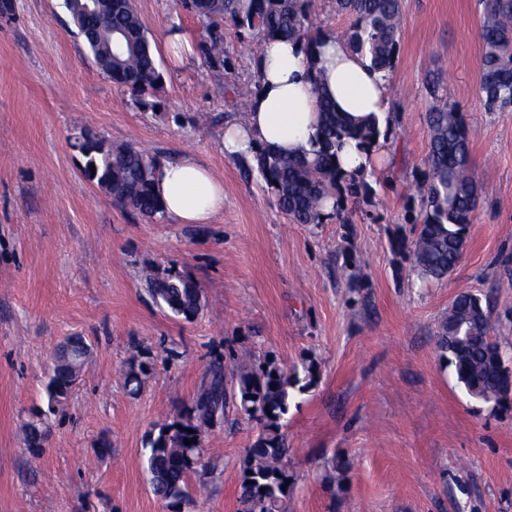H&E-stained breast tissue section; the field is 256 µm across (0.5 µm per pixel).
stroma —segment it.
<instances>
[{
    "mask_svg": "<svg viewBox=\"0 0 512 512\" xmlns=\"http://www.w3.org/2000/svg\"><path fill=\"white\" fill-rule=\"evenodd\" d=\"M62 3L14 0L0 20V512H167L144 479L145 437L190 406L214 355L232 352L320 368L283 428L295 477L285 512H512V410L468 397L436 349L450 302L468 291L490 296L493 334L512 352V108L487 111L480 94V0H404L392 162L371 201L319 224L291 223L259 174L224 154L225 123L246 112L216 89L257 78L232 23L218 28L232 69L158 54L164 86L145 107L93 65ZM135 5L152 39L171 26L195 45L206 36L179 0ZM431 69L466 116L483 194L460 264L425 288L393 242L412 237L403 187L428 154ZM84 129L163 162L194 155L223 181V211L173 224L122 208L82 172ZM348 258L362 288L342 271ZM149 271L192 277L204 310L186 321L156 305ZM74 335L89 353L52 413L49 369ZM136 358L150 373L134 392L123 374ZM36 420L47 436L35 457L24 430ZM260 430L233 406L206 430L207 467L191 475L184 512H239Z\"/></svg>",
    "mask_w": 512,
    "mask_h": 512,
    "instance_id": "35a3bbf8",
    "label": "stroma"
}]
</instances>
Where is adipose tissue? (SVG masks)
<instances>
[{
    "mask_svg": "<svg viewBox=\"0 0 512 512\" xmlns=\"http://www.w3.org/2000/svg\"><path fill=\"white\" fill-rule=\"evenodd\" d=\"M257 72L260 90L245 119L224 129L226 155L249 157L261 147L288 155L309 150L323 96L350 119L391 122L387 77L333 35L321 36L311 55L298 42L264 41ZM155 190L176 224H203L224 208L223 183L191 156L162 162Z\"/></svg>",
    "mask_w": 512,
    "mask_h": 512,
    "instance_id": "obj_1",
    "label": "adipose tissue"
}]
</instances>
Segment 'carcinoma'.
Here are the masks:
<instances>
[{
  "label": "carcinoma",
  "mask_w": 512,
  "mask_h": 512,
  "mask_svg": "<svg viewBox=\"0 0 512 512\" xmlns=\"http://www.w3.org/2000/svg\"><path fill=\"white\" fill-rule=\"evenodd\" d=\"M98 2L89 16L96 30L93 40L84 30L85 0H63V6L93 64L142 104L144 97L154 95L164 84L152 39L134 0ZM184 7L211 27L208 39L200 44L210 63L230 61L217 32L220 21L229 20L239 30L259 33L264 39H293L311 56L321 35L306 0H184ZM336 10L352 17V23L337 33L336 39L367 58L373 69L392 72L399 51L402 0H336ZM478 36L484 104L490 112L502 111L512 106V0H483ZM258 87L257 82L231 90L224 86L219 93L232 92L245 107ZM425 91L429 152L425 170L407 186L411 202L407 221L413 225V239L402 249L421 279L440 282L448 279L463 257L482 186L472 168L464 115L448 104L439 74H429ZM319 112L317 146L312 151L292 156L261 148L250 158H240L245 172L255 169L263 177L279 209L294 224L321 223L330 199L339 215L348 202L369 201L375 193L365 175L342 174L339 151L348 141L369 151L381 137L379 128L372 122L358 125L344 119L325 97ZM74 148L85 159V177L113 201L151 220L162 216V202L155 192L161 164L157 157L128 144L109 143L96 134L89 139L76 138ZM145 289L157 305L174 315L187 321L198 316L200 287L193 278L147 273ZM489 309V299L458 293L439 326L436 345L470 397L493 408H505L512 402V361L492 336ZM230 359L231 380L224 376V357H214L191 406L145 442L148 484L175 512L190 502L189 477L204 466L205 448L194 439L224 418L230 398L262 424L243 459L246 475L241 484V512H284L283 505L292 492L294 478L288 471L283 421L291 403L318 384L319 366L309 359L288 370L268 359L255 368L243 356L232 354ZM82 364L83 360L70 358L65 366L53 365L46 386L49 411H55L67 398ZM147 372V364L133 360L124 373L125 383L139 390ZM44 436L39 426H26L25 442L32 450L41 448Z\"/></svg>",
  "instance_id": "carcinoma-1"
}]
</instances>
